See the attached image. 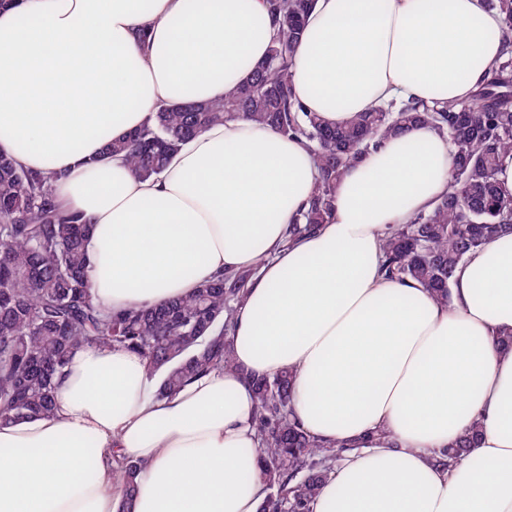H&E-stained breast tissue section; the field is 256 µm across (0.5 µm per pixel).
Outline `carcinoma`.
I'll return each mask as SVG.
<instances>
[{
  "instance_id": "obj_1",
  "label": "carcinoma",
  "mask_w": 512,
  "mask_h": 512,
  "mask_svg": "<svg viewBox=\"0 0 512 512\" xmlns=\"http://www.w3.org/2000/svg\"><path fill=\"white\" fill-rule=\"evenodd\" d=\"M314 2L270 0L277 35L249 80L228 86L218 100L160 108L139 129L108 140L103 155H122L136 174L151 178L183 142L211 125L247 120L272 126L303 140L321 173L308 205L289 227L294 238L329 218L336 181L352 163L385 140L428 124L455 148L448 194L410 223L388 229L381 270L420 284L444 302L466 254L512 231V195L496 182L500 163L512 156V50L489 66L490 80L469 105L411 99L330 127L305 111L292 86L296 47ZM488 3L502 14L501 39L512 43V0ZM56 179L54 172L28 170L0 152V426L53 413L55 378L79 346L140 354L149 371L161 376V397L230 367L236 307L254 272L219 275L193 295L159 306L106 313L94 303L85 272L88 224L56 200ZM292 379L288 370L252 379L267 484L260 512H307L344 451L311 439L296 423ZM477 435L474 428L442 449L439 463L460 460ZM118 463L135 493L141 464L124 456Z\"/></svg>"
}]
</instances>
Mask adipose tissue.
<instances>
[{
	"mask_svg": "<svg viewBox=\"0 0 512 512\" xmlns=\"http://www.w3.org/2000/svg\"><path fill=\"white\" fill-rule=\"evenodd\" d=\"M483 0H315L293 85L332 126L393 101L470 102L502 46ZM275 33L267 0H19L0 11V151L58 174L81 213L91 294L118 313L252 271L233 369L156 398L141 355L78 347L54 416L0 427V512H259L251 380L293 373L292 411L348 451L309 512H512V233L466 255L447 303L384 276L390 225L448 191L454 149L417 125L337 181L318 231L286 242L319 171L304 141L211 126L163 172L103 158L164 103L251 76ZM454 467L436 456L473 424ZM143 463L126 498L116 460Z\"/></svg>",
	"mask_w": 512,
	"mask_h": 512,
	"instance_id": "obj_1",
	"label": "adipose tissue"
}]
</instances>
